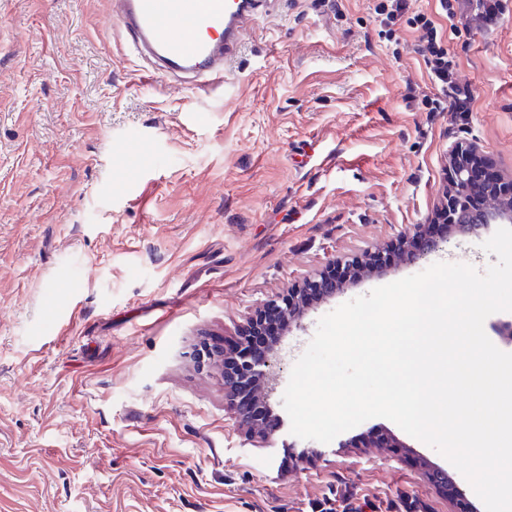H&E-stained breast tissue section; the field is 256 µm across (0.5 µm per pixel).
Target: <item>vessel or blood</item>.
<instances>
[{"instance_id":"vessel-or-blood-1","label":"vessel or blood","mask_w":512,"mask_h":512,"mask_svg":"<svg viewBox=\"0 0 512 512\" xmlns=\"http://www.w3.org/2000/svg\"><path fill=\"white\" fill-rule=\"evenodd\" d=\"M278 0H107L110 19L162 74L224 83L233 50Z\"/></svg>"}]
</instances>
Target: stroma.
Returning <instances> with one entry per match:
<instances>
[{"label": "stroma", "instance_id": "obj_1", "mask_svg": "<svg viewBox=\"0 0 512 512\" xmlns=\"http://www.w3.org/2000/svg\"><path fill=\"white\" fill-rule=\"evenodd\" d=\"M280 0L226 82L149 75L105 0H0V512H473L441 454L385 418L331 443L282 403L318 321L422 272L397 253L314 300L275 342L261 438L224 392L226 350L258 310L429 223L449 150L512 176V0L447 42L466 119L411 107L437 88L409 0ZM378 430L399 451L353 445Z\"/></svg>", "mask_w": 512, "mask_h": 512}]
</instances>
